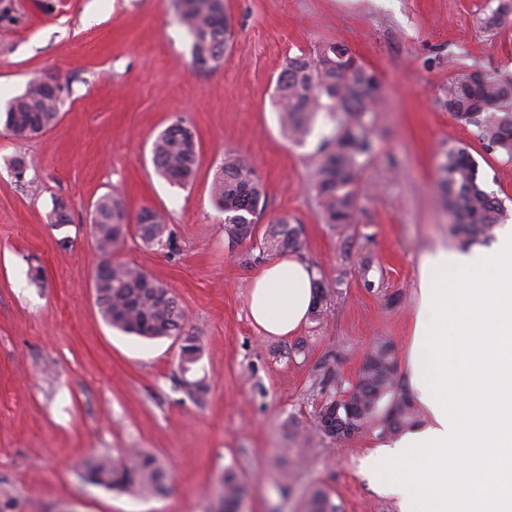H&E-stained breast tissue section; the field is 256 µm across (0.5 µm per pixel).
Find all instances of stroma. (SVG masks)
<instances>
[{
	"mask_svg": "<svg viewBox=\"0 0 512 512\" xmlns=\"http://www.w3.org/2000/svg\"><path fill=\"white\" fill-rule=\"evenodd\" d=\"M484 2L224 0L231 47L219 67L196 72L173 0H14L15 22L0 27V109L36 78L66 89L57 123L39 136L0 129V489L12 492L16 512H207L228 468L246 489L244 512H308L318 490L336 512H400L366 466L391 435L371 421L333 438L311 422L323 366L340 391L378 342H391L406 365L420 256L461 246L437 184L443 147L469 144L512 225V161L486 153L441 103L457 71L512 76V22L481 29ZM331 41L382 85L364 117L377 152L361 171L359 220L344 229L323 223L311 188L328 123L295 143L275 105L285 59ZM178 119L199 146L184 187L151 160L154 139ZM228 152L251 158L264 184L257 234L284 216L301 224L295 256L325 286L326 314L293 335H265L249 317L250 285L267 259L224 234L212 188ZM108 193L132 217L163 211L177 239L169 252L131 231L111 260L176 297L185 332L202 346L189 372L179 369L177 341L119 332L99 313L103 257L90 212ZM60 200L72 222L55 227ZM33 266L41 283L30 279ZM185 378L203 382L201 402L184 395ZM126 448L160 458L167 494L80 478L85 461Z\"/></svg>",
	"mask_w": 512,
	"mask_h": 512,
	"instance_id": "35a3bbf8",
	"label": "stroma"
}]
</instances>
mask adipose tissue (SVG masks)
<instances>
[{"label": "adipose tissue", "instance_id": "ef3b65f1", "mask_svg": "<svg viewBox=\"0 0 512 512\" xmlns=\"http://www.w3.org/2000/svg\"><path fill=\"white\" fill-rule=\"evenodd\" d=\"M313 277L294 256L270 262L249 292L253 322L293 333ZM407 370L430 420L370 455L380 486L401 512H512V227L489 249L421 255Z\"/></svg>", "mask_w": 512, "mask_h": 512}]
</instances>
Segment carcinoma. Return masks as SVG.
<instances>
[{
    "instance_id": "obj_1",
    "label": "carcinoma",
    "mask_w": 512,
    "mask_h": 512,
    "mask_svg": "<svg viewBox=\"0 0 512 512\" xmlns=\"http://www.w3.org/2000/svg\"><path fill=\"white\" fill-rule=\"evenodd\" d=\"M180 24L192 38L191 67L213 70L224 62L230 24L224 0H175ZM512 14V0H497L483 13L486 29L499 28ZM381 86L377 76L353 57L341 42L319 46L314 56L286 59L275 89L281 126L289 137L302 142L319 119L333 123L318 143V160L312 188L324 223L342 227L354 224L359 213L362 164L376 145L364 124L374 111ZM61 94L48 91V81L32 80L25 92L7 102L0 123L20 139H29L58 121ZM443 105L456 119L472 127L475 139L488 152H500L512 160V79L485 77L477 72L457 74L443 90ZM152 161L157 172L173 184L185 186L195 177L197 145L194 132L184 122L169 124L153 141ZM438 173L442 197L451 216L450 231L466 242L493 237L507 219L502 200L487 191L479 165L465 146H448L440 155ZM217 206L224 212V233L229 240L252 239L256 233L264 189L248 158L228 153L214 181ZM136 230L147 245L173 251L174 233L158 210L145 207L136 218ZM93 236L104 257L95 281L97 302L104 321L113 329L141 337L173 338L179 341V359L184 372L201 354L197 337L183 335L185 313L171 291L140 269L110 260L112 249L129 231V216L120 197L106 194L97 199L91 213ZM301 228L280 218L263 234L260 244L268 256L299 247ZM321 390L314 427L331 437L363 427L374 417L379 403L389 398L393 411L379 420L380 433L396 435L420 424L421 413L399 383L396 352L388 341L370 351L356 383L338 397L326 389L336 383V374L323 366ZM81 478L97 487L120 492L162 495L168 473L154 454L132 448L112 458L88 460ZM245 489L236 473L227 471L216 493V506L208 512H239Z\"/></svg>"
}]
</instances>
